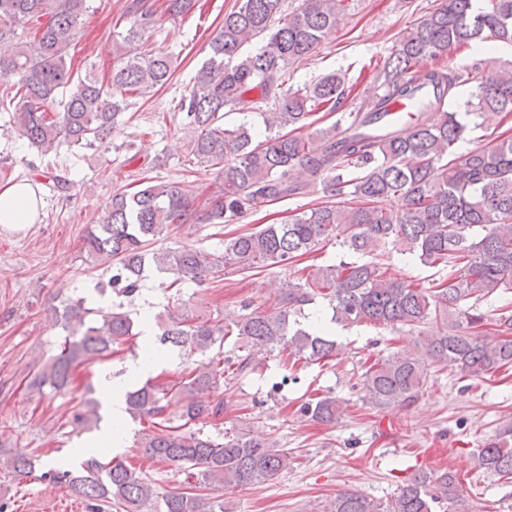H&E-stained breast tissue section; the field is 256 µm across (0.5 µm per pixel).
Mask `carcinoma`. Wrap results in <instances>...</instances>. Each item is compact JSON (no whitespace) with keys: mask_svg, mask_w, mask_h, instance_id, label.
<instances>
[{"mask_svg":"<svg viewBox=\"0 0 512 512\" xmlns=\"http://www.w3.org/2000/svg\"><path fill=\"white\" fill-rule=\"evenodd\" d=\"M209 43V58L197 72L190 94L180 99L185 127L192 132L197 164L217 171L219 194L196 216L206 226L229 224L250 211L304 192L321 180L340 197L296 214L284 224L229 235L222 250L149 249L194 213L190 190L179 182H148L128 194L118 192L100 222L88 229V256L115 260L107 286L121 295L138 291L148 272L161 286L181 293L189 280L198 286L226 273H250L308 260L321 245L371 256L393 247L421 264L445 271L430 287L389 273L376 260L309 264L288 281L275 305L222 319L206 317L184 301L154 316L160 344L199 363L161 385L151 380L126 392V411L142 424L133 442L147 460L174 466L186 487L161 493L137 468L123 460L108 463L91 456L83 473L52 466L41 477L66 484L91 512H227L224 499L198 490H234L270 481L294 462L284 449L233 429L214 436L206 431L223 414L224 383L254 370L273 353L308 364L336 359L341 349L330 327L299 320L317 301L332 311L330 322L383 325L417 331L423 357L388 355L362 373L367 402L376 409H408L428 381L425 362L441 363L467 377L482 378L512 367V307L491 314L481 310L497 292H512V135L504 131L490 148L457 152L473 129L499 128L512 116V60L474 64L468 70L428 65L459 47L493 40L512 44V0H441L398 39L377 74L381 94L364 112L304 136L315 111H336L346 91L341 78L328 74L306 90L284 88L288 66L310 59L336 27L344 0H301L282 15L283 0H238ZM89 0H0V69L18 76L15 94L0 106L11 112L18 135L48 153L61 140L93 146L105 140L124 110L127 93L167 85L176 71L167 53L148 48V33L160 21L145 0H127L128 24L115 34L116 66L111 84L90 72L74 79L69 49ZM46 22H41V19ZM34 40L24 39L27 28ZM256 38L263 45L243 54ZM460 85L472 86L465 115L445 109ZM263 104L266 135L254 141L245 125L220 124V112L249 94ZM416 103L414 119L381 122L397 101ZM91 309L83 297L69 298L54 323L66 332L59 353L33 377L29 389L62 391L74 383L78 366L104 359L136 336L130 315L118 304ZM437 328L426 334L429 322ZM493 327L495 339L483 338ZM234 338L236 353L224 355V340ZM302 412L323 425L340 416L336 398L315 396ZM98 407H73L69 434L99 424ZM37 457L0 454V468L25 477ZM477 467L512 481V425L478 449ZM469 512L452 471H422L390 500L355 490L336 493L323 512Z\"/></svg>","mask_w":512,"mask_h":512,"instance_id":"cac0c4a2","label":"carcinoma"}]
</instances>
